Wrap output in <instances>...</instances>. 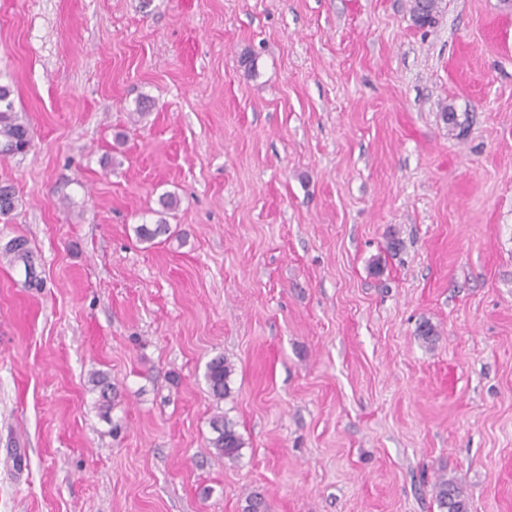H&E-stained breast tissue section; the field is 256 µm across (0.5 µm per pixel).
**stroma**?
<instances>
[{
  "label": "stroma",
  "instance_id": "stroma-1",
  "mask_svg": "<svg viewBox=\"0 0 512 512\" xmlns=\"http://www.w3.org/2000/svg\"><path fill=\"white\" fill-rule=\"evenodd\" d=\"M412 2L0 0V512H512V6ZM11 90L7 86H0V156L12 154L5 152L8 147L20 150L26 143L30 145L31 134L28 125L21 120L18 113L14 111L13 101L10 99ZM135 232L140 242L149 243L150 245L167 241L172 235L170 225L163 218L157 220L155 224H139ZM163 237H165L164 240H161ZM157 240L159 241L156 242ZM3 255L9 257V262L12 265L22 264L26 273L33 270V255L29 247L28 241L23 237H15L9 240L4 248ZM234 371V364L224 355H217L206 364L204 378L215 400L220 401L230 394V382ZM212 429L215 436L209 441V448H213L218 455L234 460L239 456L244 442L236 430V424L224 415L217 414L212 419ZM433 491L442 512H469L467 497L451 480L440 479L435 483Z\"/></svg>",
  "mask_w": 512,
  "mask_h": 512
}]
</instances>
